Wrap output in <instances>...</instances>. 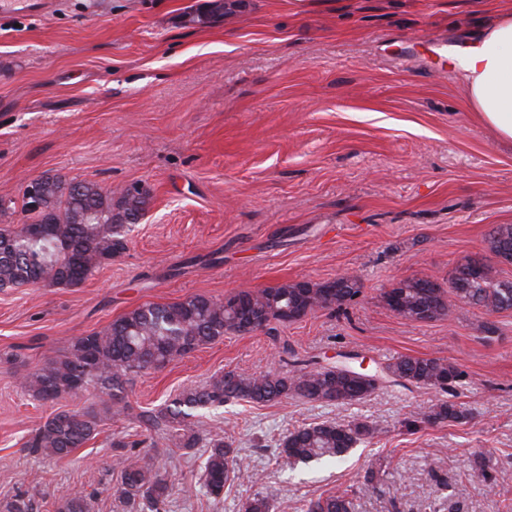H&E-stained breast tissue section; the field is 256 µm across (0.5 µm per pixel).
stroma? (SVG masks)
<instances>
[{
  "instance_id": "35a3bbf8",
  "label": "stroma",
  "mask_w": 512,
  "mask_h": 512,
  "mask_svg": "<svg viewBox=\"0 0 512 512\" xmlns=\"http://www.w3.org/2000/svg\"><path fill=\"white\" fill-rule=\"evenodd\" d=\"M24 0L0 11V199L25 217L23 183L44 174L108 187L143 184L150 205L124 247L76 288H0V508L23 496L57 512L83 490L89 512H141L120 495L113 413L63 459L31 453L30 431L85 392L43 403L19 379L145 303L216 300L285 281L357 276L342 309L253 334L227 333L161 369L125 399L158 409L235 370L288 372L293 357L356 354L385 366L438 358L463 373L449 392L386 383L346 405L285 398L226 403L201 444L157 439L144 457L171 475L162 512H303L340 491L351 512H512V311L456 304L411 322L382 293L408 277L447 284L464 256L512 224V147L471 111L456 59L512 0ZM497 331L485 333V322ZM464 405L459 420L412 424ZM373 435L337 466L288 468L281 440L325 421ZM223 437L241 470L223 499L204 493L205 439ZM493 475L483 482L482 473ZM465 415L466 409L461 404L458 405L456 403H448L447 401H443L432 405L430 408H428V411H421L417 414L416 419L411 422L412 424H415L418 421L444 422L448 419L458 420L465 417Z\"/></svg>"
}]
</instances>
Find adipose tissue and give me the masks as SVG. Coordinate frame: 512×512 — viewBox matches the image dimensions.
Here are the masks:
<instances>
[{"label":"adipose tissue","instance_id":"obj_1","mask_svg":"<svg viewBox=\"0 0 512 512\" xmlns=\"http://www.w3.org/2000/svg\"><path fill=\"white\" fill-rule=\"evenodd\" d=\"M470 108L505 142L512 143V11L498 13L459 57Z\"/></svg>","mask_w":512,"mask_h":512}]
</instances>
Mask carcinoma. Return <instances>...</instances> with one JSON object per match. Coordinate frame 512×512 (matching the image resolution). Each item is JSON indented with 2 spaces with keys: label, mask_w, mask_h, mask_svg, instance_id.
Wrapping results in <instances>:
<instances>
[{
  "label": "carcinoma",
  "mask_w": 512,
  "mask_h": 512,
  "mask_svg": "<svg viewBox=\"0 0 512 512\" xmlns=\"http://www.w3.org/2000/svg\"><path fill=\"white\" fill-rule=\"evenodd\" d=\"M36 205L25 202L31 217L10 231L9 243L0 241V288L27 285L74 288L85 281L79 273L94 268L122 247L121 230L137 224L148 201L124 191L59 175L37 178ZM493 256L512 253V224L494 226L484 239ZM471 256L457 263L448 288L431 280L410 277L401 281L397 314L416 321L424 313L428 320L448 315L461 302L484 308L486 313L512 311V281L498 279L494 265L485 261L480 274L469 269ZM332 290L328 283L284 282L258 291L239 292V301L226 307L203 295L189 296L168 304H144L113 320L106 328L77 336L67 351L51 357L35 371L23 376L21 386L34 399L44 402L48 391L59 397L72 394L78 385L95 392L97 401L78 411H58L29 434L25 447L49 457L63 458L96 438L112 401L121 398L134 375L166 366L226 333H235L242 318L261 312L267 323L289 322L290 314L311 303L327 302L342 308L360 293L359 279L348 275ZM387 375L403 378L422 388H434L445 379L462 378L453 365L435 358L401 356L385 367ZM370 383L336 373L335 368L304 361L295 373L261 375L228 371L214 376L198 388L183 391L170 405L145 409L134 415L141 431L133 441H115L113 448L129 452L118 458L122 493L140 496L148 512H160L168 496V480L159 468L145 461L134 449L155 446V436L170 435L190 449L202 440L189 419L224 406L230 400L266 404L296 395L314 402L350 404L374 393ZM466 409L446 401L417 414L422 422H444L465 417ZM372 434L359 421L323 422L296 429L284 437L280 457L290 466L311 462L334 463L354 445ZM224 440H209L204 461V486L213 500L223 497L230 477ZM351 502L343 494L311 499L304 512H350ZM58 512H88L86 495L79 489L61 499Z\"/></svg>",
  "instance_id": "carcinoma-1"
}]
</instances>
